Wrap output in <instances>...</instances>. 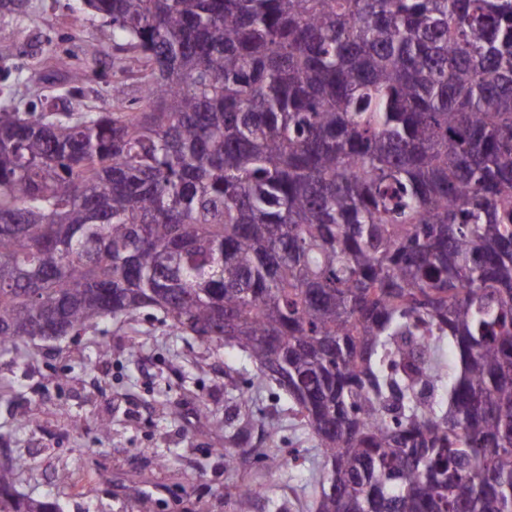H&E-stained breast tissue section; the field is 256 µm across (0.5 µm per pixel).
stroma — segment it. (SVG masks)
<instances>
[{
    "label": "stroma",
    "mask_w": 512,
    "mask_h": 512,
    "mask_svg": "<svg viewBox=\"0 0 512 512\" xmlns=\"http://www.w3.org/2000/svg\"><path fill=\"white\" fill-rule=\"evenodd\" d=\"M116 56L133 53L78 0L1 6L0 107L93 111L108 100ZM251 372L239 352L145 312L133 326L112 320L78 337L32 340L0 357V448L26 462L18 490L61 512H141L144 497L153 512H235L227 492L243 475L265 488L253 512H312L322 451L276 387L256 383L252 408L234 401V384ZM206 414L213 425L204 432ZM276 455L296 461L277 468Z\"/></svg>",
    "instance_id": "stroma-1"
}]
</instances>
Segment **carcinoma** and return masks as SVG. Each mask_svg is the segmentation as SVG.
<instances>
[{"instance_id": "obj_1", "label": "carcinoma", "mask_w": 512, "mask_h": 512, "mask_svg": "<svg viewBox=\"0 0 512 512\" xmlns=\"http://www.w3.org/2000/svg\"><path fill=\"white\" fill-rule=\"evenodd\" d=\"M83 4L147 109H0V351L153 309L288 396L315 512H512V0Z\"/></svg>"}]
</instances>
